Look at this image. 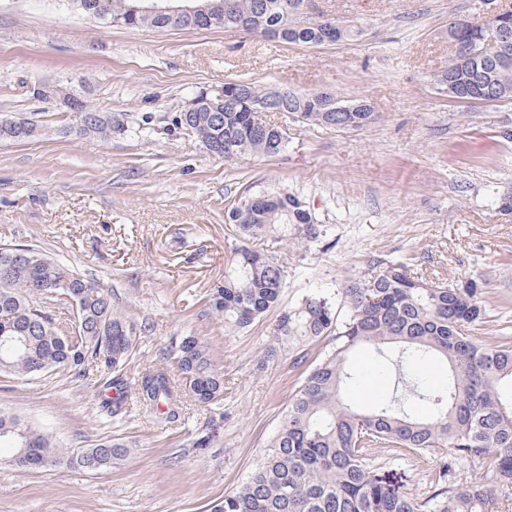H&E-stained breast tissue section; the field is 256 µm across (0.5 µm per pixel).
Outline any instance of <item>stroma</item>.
Here are the masks:
<instances>
[{
    "label": "stroma",
    "mask_w": 512,
    "mask_h": 512,
    "mask_svg": "<svg viewBox=\"0 0 512 512\" xmlns=\"http://www.w3.org/2000/svg\"><path fill=\"white\" fill-rule=\"evenodd\" d=\"M362 26L361 37L308 48L227 29L123 28L89 18L70 0H0V114L50 126L68 122L58 99L34 94L61 85L102 111L152 117L153 133L51 135L0 142V245L34 244L145 324L126 379L167 369L184 419L161 423L130 396L125 422L104 406L99 374L61 370L35 381L0 377V408L45 423L61 445L103 437L131 442L112 469L51 471L10 465L0 449V512H204L235 490L265 450L298 376L290 355H270L277 314L228 335L210 311L212 288L237 241L224 208L243 194L291 193L325 224L309 249L265 242L288 266L280 304L333 293L349 280L403 262L428 280L472 279L486 318L477 338L512 331V104L466 106L437 92L448 25L478 11V0H315ZM233 81L296 91L329 90L362 100L377 115L358 131L305 126L271 113L288 132L275 157L212 158L194 138L164 129L200 89ZM210 345L224 397L215 407L186 394L172 341ZM347 403L360 407L400 394L398 373L373 351L349 356ZM219 431L213 448L189 444ZM374 460L409 496L431 495L433 456Z\"/></svg>",
    "instance_id": "35a3bbf8"
}]
</instances>
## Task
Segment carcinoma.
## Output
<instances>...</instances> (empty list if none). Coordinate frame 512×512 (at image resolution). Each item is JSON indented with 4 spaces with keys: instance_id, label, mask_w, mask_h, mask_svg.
Here are the masks:
<instances>
[{
    "instance_id": "carcinoma-1",
    "label": "carcinoma",
    "mask_w": 512,
    "mask_h": 512,
    "mask_svg": "<svg viewBox=\"0 0 512 512\" xmlns=\"http://www.w3.org/2000/svg\"><path fill=\"white\" fill-rule=\"evenodd\" d=\"M94 3L89 14L125 28L171 27L164 16H133L134 0H72L78 8ZM230 8L224 26L258 34L272 41L309 48L326 44L325 33L303 8L305 0H224ZM461 33L485 40L489 31L473 20H460ZM495 49L485 58L462 62L457 56L435 76V83L456 80L463 92L490 90L512 102V51L500 58ZM276 98L275 90L244 83L238 101L221 113L202 109L178 112L172 118L184 134L196 138L221 159L274 157L288 146L286 131L272 123L261 129L249 111L254 101ZM349 112L316 92L291 91L280 111L317 126L358 130L375 119L363 101ZM0 124V141L27 142L51 131L26 116ZM72 121L81 135L110 138L130 131L119 115L102 112L89 101L74 98ZM226 218L240 242L224 267V282L211 293V310L224 321L227 335L241 332L277 308L274 336L279 350L305 366L287 407L279 417L267 449L253 471L233 491L211 502L209 512H496L493 489L512 487V342L478 341L474 327L485 319L482 288L473 280L455 283L411 275L402 262L387 263L369 278H355L342 289V303L314 292L295 307H279L288 283V266L275 256L249 247L262 238L307 246L327 235L310 210L292 194L244 196L227 209ZM46 299L79 308L77 330L65 334L60 322L43 310ZM146 327L136 324L114 301L108 289L64 267L34 245L0 247V336L17 338L20 349L0 346V375L34 380L73 368L86 374L107 372L103 385L115 396L108 400L112 416L126 413L130 383L121 375ZM318 354H313L316 346ZM367 346L380 356L396 347L395 361L404 366L448 363V384L434 389L413 375L406 379L408 396L423 401L429 415L416 417L403 399L355 410L345 402V384L353 379L348 355ZM181 374L191 397L210 406L223 394L207 344L196 336L175 343ZM139 400L157 407L165 420L180 419L174 386L160 369H146L135 382ZM31 455L28 470L83 467L93 459L110 469L124 458L128 445L103 437L89 447L64 448L43 425L0 409V443ZM387 448L398 454L426 455L445 449L487 464L491 483L461 490L448 486V464L432 474L435 490L425 499L409 497L386 481L371 451Z\"/></svg>"
}]
</instances>
